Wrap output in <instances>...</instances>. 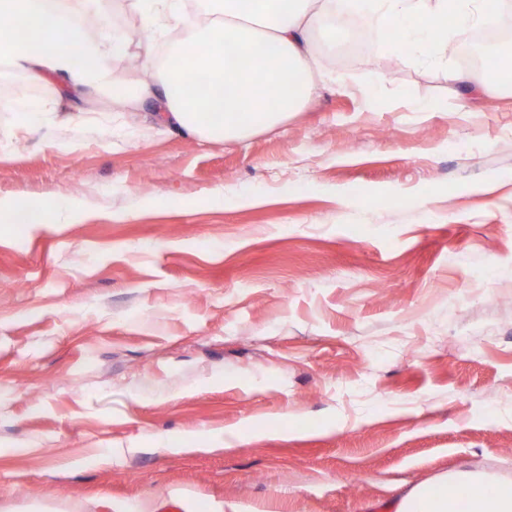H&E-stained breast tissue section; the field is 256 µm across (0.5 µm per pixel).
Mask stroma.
Returning a JSON list of instances; mask_svg holds the SVG:
<instances>
[{"label": "stroma", "instance_id": "35a3bbf8", "mask_svg": "<svg viewBox=\"0 0 512 512\" xmlns=\"http://www.w3.org/2000/svg\"><path fill=\"white\" fill-rule=\"evenodd\" d=\"M110 8L157 57L186 33ZM312 49L309 100L240 143L145 120L142 57L80 90L0 62V512L512 481V88ZM19 102L81 120L21 128ZM48 198L78 219L13 223Z\"/></svg>", "mask_w": 512, "mask_h": 512}]
</instances>
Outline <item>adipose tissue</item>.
I'll return each mask as SVG.
<instances>
[{"instance_id": "1", "label": "adipose tissue", "mask_w": 512, "mask_h": 512, "mask_svg": "<svg viewBox=\"0 0 512 512\" xmlns=\"http://www.w3.org/2000/svg\"><path fill=\"white\" fill-rule=\"evenodd\" d=\"M94 39L81 37L75 0H0V14L13 26L0 27V59L35 76L63 78L72 86L103 78L108 59L142 48L135 33L113 26L98 0ZM477 0H207L206 18L171 52L158 80L143 84L154 118L170 132L223 142L275 127L302 106L314 86L309 64L311 36L328 43L346 39L342 14L368 18L389 37L386 50L398 56L415 48L418 61L438 63L458 32L491 21ZM40 36L34 47L27 33ZM265 48L267 69L256 77L247 61ZM235 61H228V49ZM209 78L198 84L197 75Z\"/></svg>"}]
</instances>
